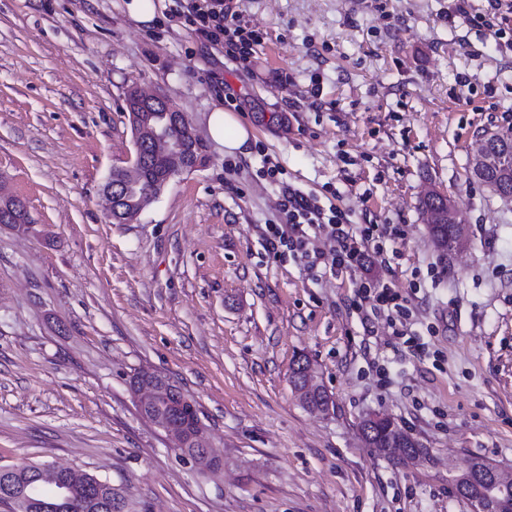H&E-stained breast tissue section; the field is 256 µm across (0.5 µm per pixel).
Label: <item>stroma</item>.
Wrapping results in <instances>:
<instances>
[{
    "label": "stroma",
    "mask_w": 512,
    "mask_h": 512,
    "mask_svg": "<svg viewBox=\"0 0 512 512\" xmlns=\"http://www.w3.org/2000/svg\"><path fill=\"white\" fill-rule=\"evenodd\" d=\"M0 0V185L27 229L0 224V469L109 480L116 512H471L448 486L480 457L512 476V197L470 179L481 134H512V13L489 0H225L264 38L251 74L155 0ZM165 95L200 134L235 99L233 157L173 179L133 223L103 187L133 152L127 87ZM279 171L269 175V163ZM236 171H228V164ZM370 227L365 267L271 249L284 186ZM468 230L441 252L422 200ZM389 285L395 322L360 293ZM308 357L333 404L290 382ZM149 370L196 400L217 472L140 412ZM390 416L427 454L368 447Z\"/></svg>",
    "instance_id": "35a3bbf8"
}]
</instances>
